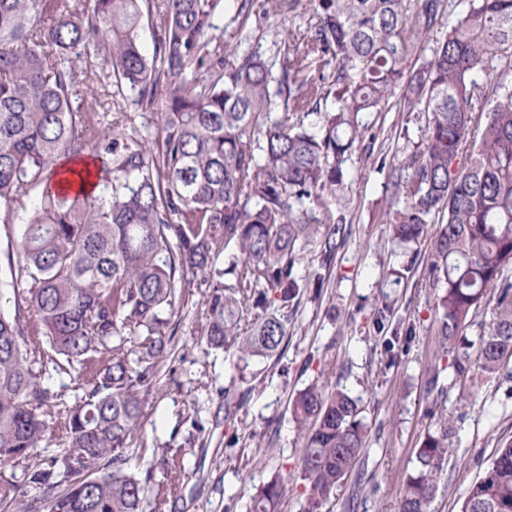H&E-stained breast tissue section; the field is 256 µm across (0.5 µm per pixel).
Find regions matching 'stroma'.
<instances>
[{
  "label": "stroma",
  "instance_id": "1",
  "mask_svg": "<svg viewBox=\"0 0 512 512\" xmlns=\"http://www.w3.org/2000/svg\"><path fill=\"white\" fill-rule=\"evenodd\" d=\"M365 138L352 151L344 192L324 197L347 218L348 235L322 287L307 288L289 327L282 356L239 362L202 339L209 286L190 288L180 309L174 355L160 367L137 438L144 455L135 470L160 469L172 450L184 466L173 512H246L250 495L274 476L287 483L282 512L302 500L299 442L288 402L312 381L341 384L359 397L368 425L367 452L336 492L327 512H397L399 492L414 467L419 441L434 418L424 370L436 349L429 285L428 239L395 240L382 216L397 204L393 185L399 158L425 133L422 112L365 114ZM388 308L378 320L379 308ZM442 407L455 429L448 467L431 512H460L465 490L512 439V378L445 370ZM235 384L245 403L224 420V388Z\"/></svg>",
  "mask_w": 512,
  "mask_h": 512
}]
</instances>
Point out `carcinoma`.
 Wrapping results in <instances>:
<instances>
[{
	"label": "carcinoma",
	"instance_id": "carcinoma-1",
	"mask_svg": "<svg viewBox=\"0 0 512 512\" xmlns=\"http://www.w3.org/2000/svg\"><path fill=\"white\" fill-rule=\"evenodd\" d=\"M252 0H0V223L18 225L15 313L0 308V512H167L182 466L164 479L130 456L159 365L173 350L191 278L215 288L206 342L245 361L288 347L297 299L323 282L346 218L321 203L346 188L362 116L389 104L425 112L422 148L405 155L392 236L432 244L437 349L468 348L464 328L493 305L476 360L486 376L512 362V0H264L281 21L279 60L224 59L211 34L226 7L244 26ZM304 8L303 30L285 15ZM152 47H143L144 27ZM430 56L420 44L441 27ZM159 116L156 135L122 101ZM316 116V121L308 117ZM99 163L93 190L83 186ZM318 202V207L307 203ZM312 250L319 269L299 274ZM255 322L244 327L245 313ZM82 394L43 386L35 365ZM245 402L224 388V421ZM300 440L301 512H324L360 456V399L315 381L291 402ZM58 456H39L47 433ZM456 431L445 413L416 451L398 512H430ZM276 477L249 512H277ZM460 512H512V440L472 482Z\"/></svg>",
	"mask_w": 512,
	"mask_h": 512
}]
</instances>
